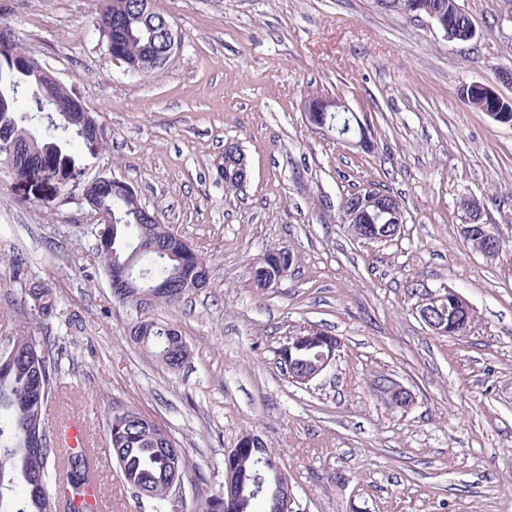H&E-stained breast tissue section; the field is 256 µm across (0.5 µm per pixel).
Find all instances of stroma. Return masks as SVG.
I'll list each match as a JSON object with an SVG mask.
<instances>
[{"label": "stroma", "instance_id": "35a3bbf8", "mask_svg": "<svg viewBox=\"0 0 512 512\" xmlns=\"http://www.w3.org/2000/svg\"><path fill=\"white\" fill-rule=\"evenodd\" d=\"M476 27L452 42L430 19L381 12L375 0H155L184 43L164 71L124 73L95 26L101 0H0V24L80 98L105 130L74 167L32 180L0 164V337L66 347L65 413L87 429L118 492L110 512H193L219 491L224 454L256 430L287 472L296 512H512V125L472 108L469 85L512 98V0H460ZM341 99L368 120L371 151L308 124L306 97ZM228 142L248 162L243 189L217 165ZM98 176L142 204L210 261L208 288L153 315L174 323L190 355L171 371L132 345L92 254L82 198ZM373 186L400 197L395 238H355L341 200ZM479 199L506 242L488 259L460 235L458 201ZM295 261L277 286L247 269L270 248ZM60 298L33 323L17 309L12 261ZM445 285L473 306L468 335L433 334L409 282ZM317 327L340 339L308 386L278 362L289 336ZM413 390L389 410L374 377ZM135 405L166 426L191 471L156 510L123 490L104 417Z\"/></svg>", "mask_w": 512, "mask_h": 512}]
</instances>
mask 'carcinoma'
<instances>
[{"mask_svg": "<svg viewBox=\"0 0 512 512\" xmlns=\"http://www.w3.org/2000/svg\"><path fill=\"white\" fill-rule=\"evenodd\" d=\"M384 13L410 18L415 13L434 15L448 23V37L468 41L473 21L459 0H376ZM141 0H106L96 19L97 27L112 28V55L123 66L145 64L144 74L161 70L146 59L153 53L150 34L140 19ZM35 60L20 79L22 86L35 90L42 80ZM467 101L478 111L502 124L512 123V99L503 98L482 85L464 89ZM328 105V123L336 138L372 135L363 129L351 112H338L333 102ZM20 132L31 139L16 146L10 166L20 177L46 171L65 153L82 146L92 151L105 140L104 129L93 130L84 125L81 112H57L54 102L29 95L26 108L14 96L8 107L0 110V142ZM242 159L237 143L224 145V182L237 178L234 174ZM356 198L349 194L342 201L340 218L354 236L362 224H385L389 214L386 204L399 202L386 193L384 201L369 206L354 219L348 210ZM98 208L110 222L100 225L95 247L98 265L107 281L129 275L133 288H117L115 300L135 314L132 332L139 334L138 348L149 353L161 365L176 370L189 356L180 331L173 324L158 322L150 312L159 305H172L186 294L194 280H206L209 267L184 239L167 225L148 222L140 199L112 190L104 185L96 193ZM267 259L251 268L250 278L257 288L264 287L294 262L287 248H272ZM14 279L20 281L17 302L32 321L46 320L57 312L58 297L48 284L27 277L24 263L15 262ZM309 337V347L293 351L301 368L317 363L315 353L321 350L326 332L310 328L301 332ZM65 346L56 340L36 341L28 335L5 336L0 339V512H54V496L59 486L71 484L81 488L93 481L95 462L85 448H74L64 455L62 470L56 468L55 449L47 428L49 399L62 389L60 372ZM108 448L119 468L123 486L157 503L161 509L177 484L184 481L189 465L184 449L173 435L151 417L134 406H117L105 416ZM34 430L46 437L44 448L31 449L29 434ZM265 440L253 431L238 437L234 458L224 462V478L234 490L233 512H284L280 477L264 464L259 446ZM195 512H225L224 497L212 493L197 503Z\"/></svg>", "mask_w": 512, "mask_h": 512, "instance_id": "cac0c4a2", "label": "carcinoma"}]
</instances>
